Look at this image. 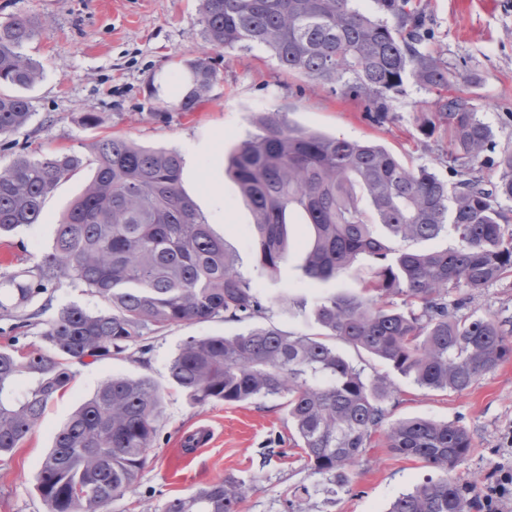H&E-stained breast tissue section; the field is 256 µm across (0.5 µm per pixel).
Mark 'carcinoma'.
Here are the masks:
<instances>
[{
    "mask_svg": "<svg viewBox=\"0 0 512 512\" xmlns=\"http://www.w3.org/2000/svg\"><path fill=\"white\" fill-rule=\"evenodd\" d=\"M352 0H200L212 49L262 46L288 73L332 86L366 103L377 125L391 119L389 99L405 79L436 96L421 128L448 137L453 181L413 169L371 141L329 136L288 122L280 112L257 120L227 158V171L250 204L261 274L286 260L289 216L303 213L313 243L303 270L311 280L355 274L359 295L332 294L314 308L325 333L256 326L236 336H191L171 358V383L190 403L286 399L295 445L314 475L340 491L397 394L385 374L371 376L338 350L342 343L380 359L421 388L463 392L512 357V318L459 314L466 297L512 272V149L500 151L495 181L469 175L495 152L492 129L463 89L461 76L426 46L422 0H374L367 15ZM48 26L24 15L0 21V135L31 121L18 93L42 77L25 46ZM188 81L174 107L193 112L218 79L206 55L184 62ZM92 167L84 192L64 214L48 252L33 266L0 276V319L33 325V308L67 280L97 297L91 311L70 304L44 325L43 349L13 336L0 345V457L40 421L47 403L73 379L70 363L122 355L152 334L184 322L263 319L268 307L235 268L182 189L174 149H149L119 136L89 153L20 152L0 166V235L41 221L47 196ZM451 232L452 247L410 250L402 242ZM374 264L361 270L357 259ZM465 296L448 303V295ZM399 296L402 304L394 303ZM162 393L149 377L104 380L57 432L41 462L38 492L47 512H107L138 481L157 435ZM392 452L423 461L441 476L401 494L390 512H468L479 482L449 476L470 454L468 431L454 422L401 419L384 432ZM248 486L236 478L175 497L165 512H238Z\"/></svg>",
    "mask_w": 512,
    "mask_h": 512,
    "instance_id": "cac0c4a2",
    "label": "carcinoma"
}]
</instances>
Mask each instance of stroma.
I'll list each match as a JSON object with an SVG mask.
<instances>
[{
    "mask_svg": "<svg viewBox=\"0 0 512 512\" xmlns=\"http://www.w3.org/2000/svg\"><path fill=\"white\" fill-rule=\"evenodd\" d=\"M431 43L449 68L467 77L466 89L480 106L498 146H512V0H426ZM29 15L47 22L48 32L25 52L42 67L26 95L34 115L27 126L0 136V165L24 150L86 152L100 136L117 133L147 148L184 150L204 144L185 160L182 187L236 256L238 270L256 283L271 309L269 325L284 331L318 333L313 310L323 296L356 294L358 280L328 282L304 277L311 245L308 228L291 226L287 260L275 277L261 275L252 233L253 214L225 171V160L267 112H282L302 127L381 144L409 166L425 167L449 179L445 139L427 136L418 119L432 111L435 96L405 81L390 105L392 120L371 125L362 104L330 86L283 71L271 52L209 51L198 0H0V20ZM209 53L218 79L196 111L174 107L184 60ZM102 119L89 128L82 113ZM91 171L61 183L47 198L40 223L7 235L16 262L4 271L34 265L52 245L56 226L78 197ZM467 312L512 316V276L490 283L468 301ZM250 322L216 318L186 322L151 335L129 357L105 356L73 365L69 390L51 400L37 427L19 448L0 457V512H47L37 490L40 463L72 412L114 376H146L163 392L159 437L133 490L109 505V512H163L212 482L236 477L250 486L239 512H288L301 488L305 512H388L391 503L433 476L422 462L371 442L350 472L347 490L327 492L300 449L283 399L258 398L228 404H191L169 381L168 364L190 336H232ZM396 398L386 405L388 422L405 418L453 421L471 436L473 449L455 478L493 484L494 466L512 442V359L478 376L465 391H432L396 377ZM209 425V445L185 450L184 435Z\"/></svg>",
    "mask_w": 512,
    "mask_h": 512,
    "instance_id": "35a3bbf8",
    "label": "stroma"
}]
</instances>
